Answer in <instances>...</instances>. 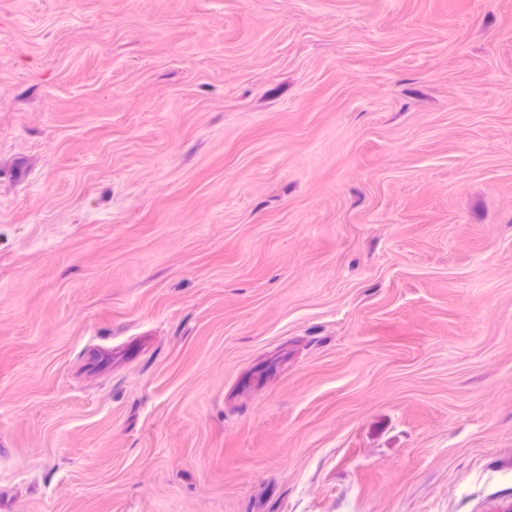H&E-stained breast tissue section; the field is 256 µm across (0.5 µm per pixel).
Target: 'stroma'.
Instances as JSON below:
<instances>
[{
    "mask_svg": "<svg viewBox=\"0 0 512 512\" xmlns=\"http://www.w3.org/2000/svg\"><path fill=\"white\" fill-rule=\"evenodd\" d=\"M0 512H512V0H0Z\"/></svg>",
    "mask_w": 512,
    "mask_h": 512,
    "instance_id": "1",
    "label": "stroma"
}]
</instances>
